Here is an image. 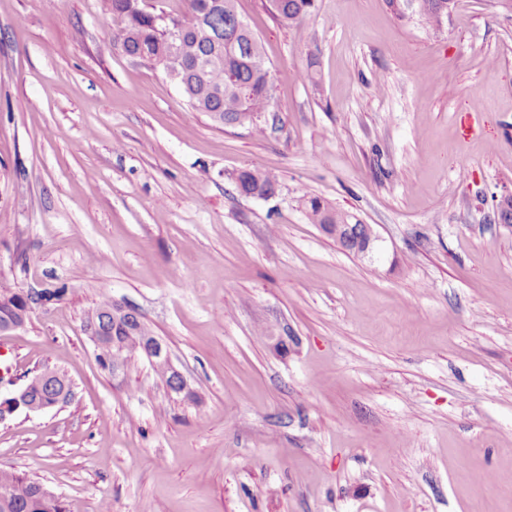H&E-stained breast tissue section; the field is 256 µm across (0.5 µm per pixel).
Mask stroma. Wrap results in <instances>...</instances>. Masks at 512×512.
I'll use <instances>...</instances> for the list:
<instances>
[{"instance_id": "stroma-1", "label": "stroma", "mask_w": 512, "mask_h": 512, "mask_svg": "<svg viewBox=\"0 0 512 512\" xmlns=\"http://www.w3.org/2000/svg\"><path fill=\"white\" fill-rule=\"evenodd\" d=\"M98 3L0 0V280L68 287L0 358L75 392L1 420L0 466L66 512H512V13L457 0L436 33L315 0L300 34L238 0L277 71L259 136L126 56ZM244 167L274 194L239 195ZM312 196L374 251L310 224ZM104 293L196 400L101 366Z\"/></svg>"}]
</instances>
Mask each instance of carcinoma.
<instances>
[{"mask_svg": "<svg viewBox=\"0 0 512 512\" xmlns=\"http://www.w3.org/2000/svg\"><path fill=\"white\" fill-rule=\"evenodd\" d=\"M275 17L283 24L303 30V21L314 10V0H271ZM405 17L415 16L428 29L439 31L448 14V0H388ZM101 12L117 21L116 37L124 53L133 60L175 58L178 76L173 81L188 104L205 112L226 126L247 125L263 135L267 123L262 120L271 111L274 77L266 61L260 40L242 20L236 0H187L186 9L176 16L152 7L149 0H100ZM234 182L238 192L248 196L256 190L273 192L275 181L250 168L239 171ZM307 218L313 224L336 223V210L318 197L305 203ZM368 237L365 225L356 222L339 240L351 252L353 245ZM66 285L44 288L35 293L30 306L62 300ZM18 290L0 288V319L15 315L9 306ZM97 331L114 341L112 349L99 356L105 369L125 366L135 358L145 357L143 350L126 340L122 326L112 319L98 318ZM53 385H35L30 395L43 399L51 390L73 394L68 375L54 371ZM42 484L10 470L0 468V512H65L59 497H46Z\"/></svg>", "mask_w": 512, "mask_h": 512, "instance_id": "1", "label": "carcinoma"}]
</instances>
